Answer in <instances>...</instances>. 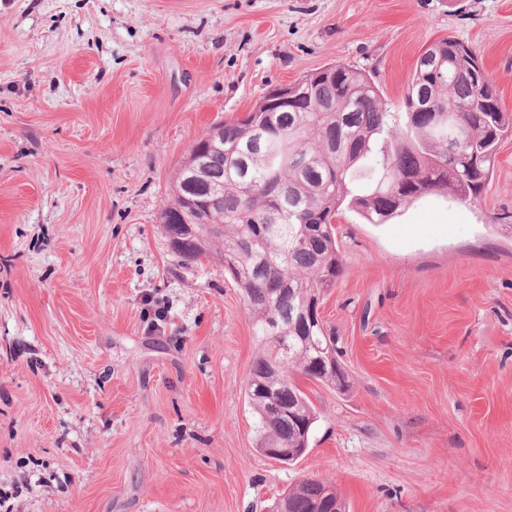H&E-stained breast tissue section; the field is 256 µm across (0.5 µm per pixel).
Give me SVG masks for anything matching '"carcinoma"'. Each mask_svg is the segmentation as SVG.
Wrapping results in <instances>:
<instances>
[{
	"mask_svg": "<svg viewBox=\"0 0 512 512\" xmlns=\"http://www.w3.org/2000/svg\"><path fill=\"white\" fill-rule=\"evenodd\" d=\"M418 58L401 111L364 71L334 64L304 76L284 112L220 125L223 146L202 155L206 179L177 168L162 216L180 217L185 189L213 198L215 224H192L172 245L184 261L215 257L241 288L258 350L246 394L260 448H306L317 411L301 378L341 391L336 339L314 306L345 271L333 220L347 207L381 223L427 194L477 199L502 140L505 111L476 54L442 39ZM270 385L287 413L256 389ZM287 512H336L346 501L305 478L284 492Z\"/></svg>",
	"mask_w": 512,
	"mask_h": 512,
	"instance_id": "obj_1",
	"label": "carcinoma"
}]
</instances>
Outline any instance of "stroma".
<instances>
[{"mask_svg":"<svg viewBox=\"0 0 512 512\" xmlns=\"http://www.w3.org/2000/svg\"><path fill=\"white\" fill-rule=\"evenodd\" d=\"M473 49L512 112V0H0V512H512V136L464 204L341 209L320 308L349 374L302 381L305 454L256 450L257 340L160 219L189 145L334 63L400 109L421 53ZM328 486L330 484L318 479L305 478L300 480L282 494L286 495V512L340 511L336 503L343 507L344 511L342 512H348L346 501L334 487L330 486L334 489H328Z\"/></svg>","mask_w":512,"mask_h":512,"instance_id":"1","label":"stroma"}]
</instances>
